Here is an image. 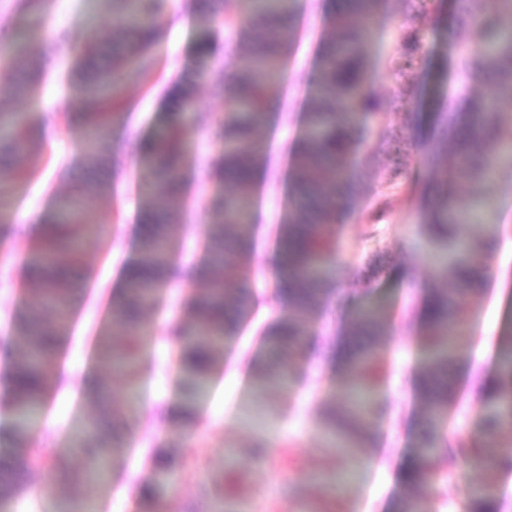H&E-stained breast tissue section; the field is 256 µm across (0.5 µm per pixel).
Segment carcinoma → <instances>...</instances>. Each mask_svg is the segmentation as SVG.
Wrapping results in <instances>:
<instances>
[{"mask_svg": "<svg viewBox=\"0 0 512 512\" xmlns=\"http://www.w3.org/2000/svg\"><path fill=\"white\" fill-rule=\"evenodd\" d=\"M112 5L113 22L110 64H94L98 48L89 38L83 51L74 56L69 70V92L58 107L60 118L82 124L78 143V165L86 173L100 171L103 158L100 137L112 126L116 110L123 103L121 82L153 65L156 15L165 0H106ZM387 0H343L331 17L335 30L325 48L314 78L316 94L304 113L303 129L296 142L286 212L276 239L277 268L288 284V316L277 321L265 335L272 360L257 374L260 388L285 383L293 377L282 360L285 350L300 347L308 331L307 316L320 298L327 296L325 284L339 264L332 230L338 205L349 192L348 169L355 151L354 137L364 131L360 121L375 115L378 99L366 87L367 45L370 17ZM406 23L400 31L393 93L398 99L412 95L403 80L405 70L416 65L421 52L424 0H403ZM456 21L477 31V44L458 61L466 84L484 87L482 97L464 95L449 112L441 113L431 140L440 149L448 145L460 158L459 175L468 187L466 202L434 192L426 236L446 244L442 272H453L454 288L429 292L422 304L424 337L421 339L425 366L415 378L416 392L427 406L426 419L418 440L415 459L405 474L410 495L401 512H434L431 501L416 490L443 476L458 463L487 473L490 483L470 486L465 494L471 512H499L501 505L489 493L491 481L501 471L512 470V457L503 455L493 435L501 424L512 420V341L500 348L495 378L481 391L486 405L478 437L451 444L445 436L448 418L458 400L455 374V329L464 315L460 300L479 286L477 262L482 252L461 232L467 223V208L484 201L486 182L498 154L512 148V122L488 118L501 103L512 101V0H454ZM246 9L237 16L224 15V26L238 30L251 42L246 57L235 71L218 76L212 93L224 99V122L213 135L224 142L219 170L233 190L207 201L209 232L205 237V266L200 274L207 286L179 329L182 336L177 363L187 403L182 422L197 420L196 398L209 387L214 355L224 341L236 335L247 316L245 289L240 270L250 257L252 216L257 194L249 174L260 151L257 132L267 121L269 92L279 81L295 38L294 0H244ZM40 28L35 27L11 42L0 74V164L10 169L12 160L32 156L40 149L37 129L44 116L32 109L27 113L8 110L15 101L32 103L40 93L44 70ZM179 102L169 111L177 116L194 115L201 128H212V119L195 107L193 87L174 83ZM183 126L174 122L140 145L139 160L148 171L142 184L144 213L149 218L137 254L125 265L126 287L113 303L108 325L99 337L96 358L120 371L129 389L137 387L140 335L147 330L143 314L153 308L173 272V246L167 227L180 221L170 207L171 200L185 190ZM421 185L419 177L400 176L393 171L380 192L378 207L366 219H379L401 194ZM97 195V184L87 179L71 192L56 197L49 233L31 244L25 268L29 271V295L14 315L17 334L24 346L12 360L11 409L13 426L10 456L18 468L0 471V512H12L15 501L27 488L29 470L40 467L52 476L50 491L62 502L75 499L76 485L105 477L122 451L115 427H105L94 418L79 429L71 444L85 449L83 470L72 466V456L62 448L47 447L32 431V423L48 399L50 366L61 356L65 344L67 316L76 290L82 287L80 251L84 241L102 237V227L85 218ZM384 308L368 304L355 316L356 336L381 335ZM377 345L360 346L346 371L352 385L351 407L330 409L324 414L327 432L348 462L358 460L366 440L361 420L378 408L380 393L374 360ZM99 410L117 422L124 408L112 393L88 391Z\"/></svg>", "mask_w": 512, "mask_h": 512, "instance_id": "obj_1", "label": "carcinoma"}]
</instances>
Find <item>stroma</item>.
<instances>
[{"mask_svg": "<svg viewBox=\"0 0 512 512\" xmlns=\"http://www.w3.org/2000/svg\"><path fill=\"white\" fill-rule=\"evenodd\" d=\"M194 3L172 0L160 16L154 67L124 83L125 106L116 123L126 133L124 146L116 148L109 138L101 143L105 163L117 158L121 168L88 211L91 221L103 225L105 235L83 250L85 281L72 308L61 360L69 382L53 384L48 410L35 427L37 435L51 437L60 448L66 446L75 427L98 414L83 392L88 369H95L110 382L116 399H123L126 389L121 375L95 362L93 348L105 325L109 301L121 290V270L136 253L132 226L143 207L138 184L145 172L133 139L152 136L170 124L164 88L172 80L194 86L198 108L223 118L224 103L211 94L209 72L218 60L225 69H232L247 49L244 39L225 29L223 17L202 20ZM325 4L326 0H306L287 67L271 92L286 135L277 139L268 131L260 133L267 144L258 159L268 185L267 192L260 195L265 208L263 250L267 253L273 250L283 214L287 162L302 114L313 101L318 50L331 35ZM106 10L105 0H50L49 13L41 20L43 33L48 36L66 30L80 43L90 36L100 50H108L112 22ZM403 16L402 0H388L373 19L372 42L367 48L372 74L369 87L380 99V110L369 121L360 145L361 164L351 172L352 193L338 232L341 266L328 279L330 303L317 305L311 315L309 333L319 343L317 352L310 357H289V365L299 372L289 385L262 391L255 388L253 367L267 358L263 336L273 320L287 315L288 306L271 273L258 272L255 263H247L242 277L255 297L251 317L218 352L212 383L198 404L195 423L180 426L168 421L167 407L186 400L173 358L169 322L186 317L190 295L203 287L199 281L173 278L162 305L147 313L149 332L142 341L137 399L152 405L154 411L147 415L136 410L125 436L127 453L111 481H85L77 489L79 498L93 504L96 512H194L202 487L219 475L224 478L226 512H329L333 507L340 512H399L407 496L400 471L414 456L424 417L423 402L413 387L421 366L419 308L429 290L451 288L452 281L434 264L439 249L425 235L429 205L422 192L400 196L375 223H362L360 214L380 191L392 164L390 155L371 152L380 133L401 140L404 169L419 172L424 182H441L456 165L454 150L435 153L428 135L439 113L447 111L449 101L462 96L464 82L457 70V55L478 39L472 29L454 26L453 0H431L423 22L431 37L406 76L415 95L395 106L390 102L394 80L389 61L396 53ZM205 38L210 39L212 50L202 55L196 46ZM79 135L78 128L47 121L42 129V154L16 161L32 174L10 184V211L15 217L28 212L30 221L0 241V349L8 345L17 351L22 346L12 317L27 287L24 266L32 227L47 214L55 195L71 189L67 170L75 165ZM187 137L188 185L174 208L193 210L194 215L190 222L171 225L169 233L180 260L197 264L202 260L199 242L207 222L196 209V199L223 195L228 187L224 181L205 176L221 150L211 131L191 127ZM488 193L497 206L499 247L486 256L483 288L463 298L464 338L455 352L460 400L447 428L453 441L479 432L481 388L494 374L497 349L512 322V207L504 205L505 199H512V157L497 160ZM370 300L386 308L376 342L383 358L381 394L389 407L370 422L372 441L362 450L353 482L331 500L320 497L311 482L318 472L331 477L338 465L336 446L320 422V413L329 405H349L345 375L334 353L339 341L353 333L356 311ZM172 448L179 455L178 475L163 484L153 466V455ZM458 474L461 490L454 495L444 496L435 483L423 487V495L433 502L436 512H470L464 489L485 482L486 477L465 465L459 466ZM47 478V470L30 471L28 488L14 512H59L58 499L47 490ZM145 482L156 485V496L149 503L135 492L136 486Z\"/></svg>", "mask_w": 512, "mask_h": 512, "instance_id": "stroma-1", "label": "stroma"}]
</instances>
